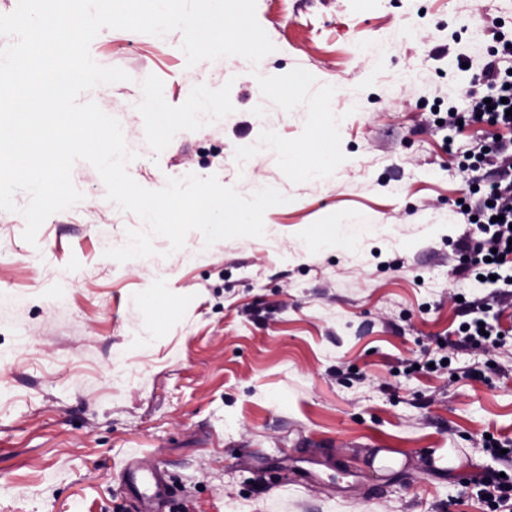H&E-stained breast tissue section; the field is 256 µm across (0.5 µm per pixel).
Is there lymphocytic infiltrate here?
I'll return each instance as SVG.
<instances>
[{
	"label": "lymphocytic infiltrate",
	"mask_w": 512,
	"mask_h": 512,
	"mask_svg": "<svg viewBox=\"0 0 512 512\" xmlns=\"http://www.w3.org/2000/svg\"><path fill=\"white\" fill-rule=\"evenodd\" d=\"M481 78L491 89L489 98L467 96L463 109L451 112L452 122L483 124L491 128L479 153L471 156L472 164L483 158L501 160L496 180L487 184L478 204L463 210L464 218L473 222L478 244L466 250L464 270L475 276H497L505 264L512 263V41L500 40L491 48Z\"/></svg>",
	"instance_id": "obj_1"
}]
</instances>
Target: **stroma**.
Segmentation results:
<instances>
[{
	"label": "stroma",
	"mask_w": 512,
	"mask_h": 512,
	"mask_svg": "<svg viewBox=\"0 0 512 512\" xmlns=\"http://www.w3.org/2000/svg\"><path fill=\"white\" fill-rule=\"evenodd\" d=\"M257 19L263 81L239 56L188 65L178 31L104 29L93 60L129 78L81 99L120 121L144 188L280 191L264 237L193 231L116 262L143 223L84 161L82 202L36 244L24 192L0 211V512H132L130 464L184 512H487L488 441L512 448V293L461 271L457 202L495 167L461 171L488 129L443 115L487 93L512 0H257ZM343 215L372 228L358 249L322 236ZM475 317L495 344L464 341ZM439 448L459 466L436 469ZM380 452L405 463L377 473Z\"/></svg>",
	"instance_id": "stroma-1"
}]
</instances>
